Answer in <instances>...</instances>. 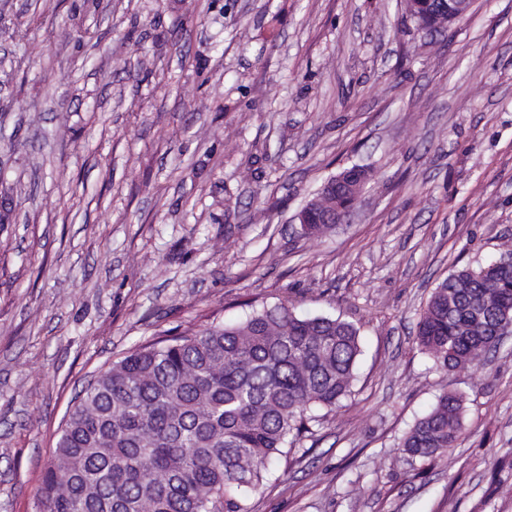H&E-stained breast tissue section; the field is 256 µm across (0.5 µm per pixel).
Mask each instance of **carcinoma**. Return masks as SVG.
I'll return each instance as SVG.
<instances>
[{"label":"carcinoma","instance_id":"cac0c4a2","mask_svg":"<svg viewBox=\"0 0 512 512\" xmlns=\"http://www.w3.org/2000/svg\"><path fill=\"white\" fill-rule=\"evenodd\" d=\"M339 196L306 204L303 232L334 230ZM512 325V249L449 274L420 316L418 343L448 370L496 348ZM360 344L339 317L280 301L244 320L146 344L88 383L66 413L37 512H248L274 462L310 433L315 410L351 394ZM464 401L445 393L400 443L411 459L454 447Z\"/></svg>","mask_w":512,"mask_h":512}]
</instances>
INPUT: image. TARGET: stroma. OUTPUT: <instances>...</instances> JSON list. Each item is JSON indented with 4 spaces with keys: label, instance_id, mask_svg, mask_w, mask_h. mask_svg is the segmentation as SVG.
Returning a JSON list of instances; mask_svg holds the SVG:
<instances>
[{
    "label": "stroma",
    "instance_id": "obj_1",
    "mask_svg": "<svg viewBox=\"0 0 512 512\" xmlns=\"http://www.w3.org/2000/svg\"><path fill=\"white\" fill-rule=\"evenodd\" d=\"M354 164V213L304 235ZM0 209V512H35L102 368L282 299L361 354L249 512H512V336L456 371L416 339L512 242V0L431 33L402 0H0ZM446 392L462 437L408 461ZM339 196H333L331 194H326L323 192H317L315 197L311 199L306 204V213L309 215L311 219V224L307 223V219H304L300 216H297L300 224H305V228L303 229L304 234L307 235H324L329 232H332L336 226V224H341L351 213L352 210L344 207H340L337 210V214L335 211V201L336 206ZM335 211V215L333 219L336 224H327L326 217Z\"/></svg>",
    "mask_w": 512,
    "mask_h": 512
}]
</instances>
